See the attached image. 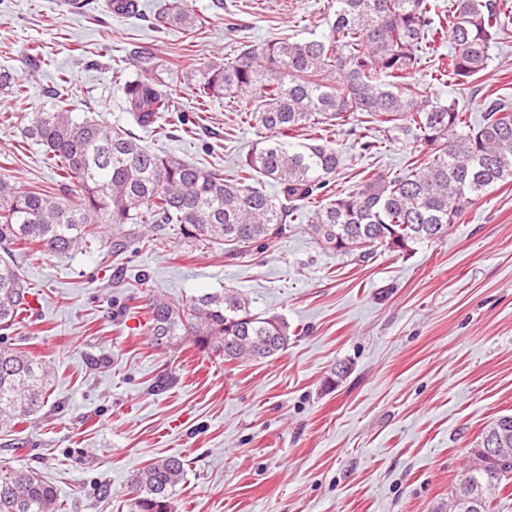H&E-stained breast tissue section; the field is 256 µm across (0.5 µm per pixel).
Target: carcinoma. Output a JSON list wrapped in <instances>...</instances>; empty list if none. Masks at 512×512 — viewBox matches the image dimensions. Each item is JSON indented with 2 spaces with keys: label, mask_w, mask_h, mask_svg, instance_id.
Wrapping results in <instances>:
<instances>
[{
  "label": "carcinoma",
  "mask_w": 512,
  "mask_h": 512,
  "mask_svg": "<svg viewBox=\"0 0 512 512\" xmlns=\"http://www.w3.org/2000/svg\"><path fill=\"white\" fill-rule=\"evenodd\" d=\"M433 0H329L327 32L314 39L240 42L196 75L200 94L243 102L239 113L265 137L230 175L216 173L152 150L132 131L93 114L76 116L69 94L51 109L26 117L24 137L39 145L61 177L57 191H15L0 179V331L28 312L26 281L10 246L68 254L101 241L99 225L115 233L107 248L119 254L127 224H149L155 244L169 226L192 246L227 245V253L286 235L298 213L307 214L317 244L366 259L375 248L407 253L411 245L448 234L450 226L487 190L512 178V105L501 99L483 106L473 124L455 102L430 100L411 80L422 60L437 53ZM155 20L191 35L202 20L186 0H164ZM512 18L497 0H451L448 22L453 50L437 58L441 77L464 83L485 70L492 41ZM134 68L122 85L126 111L140 127L175 111L160 72L178 63L157 61L153 48L124 51L112 65L116 78ZM0 90L18 98L23 86L0 71ZM383 131H397L423 145L394 175L373 172L351 193L334 190L342 155L331 134L355 113ZM311 142L287 146L298 130ZM266 178L280 186L273 198L258 187ZM155 343L175 348L189 338L226 362H257L288 346V324L261 318L241 293L193 297L182 305L148 300ZM51 373L39 358L0 345V433L18 427L51 395ZM471 452L489 457L467 466L448 503L437 512H493L512 484V415L489 422ZM184 461L170 456L135 471L128 480L133 512H173ZM55 489L32 470L0 466V512H60Z\"/></svg>",
  "instance_id": "obj_1"
}]
</instances>
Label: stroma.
Returning <instances> with one entry per match:
<instances>
[{
    "instance_id": "stroma-1",
    "label": "stroma",
    "mask_w": 512,
    "mask_h": 512,
    "mask_svg": "<svg viewBox=\"0 0 512 512\" xmlns=\"http://www.w3.org/2000/svg\"><path fill=\"white\" fill-rule=\"evenodd\" d=\"M328 0H188L204 24L194 38L156 27L160 0L129 17L105 0L80 13L65 0H0V68L25 88L0 93V177L21 190L58 177L21 133L49 109L61 78L76 113L133 127L112 76L116 50L181 53L169 80L177 104L164 131L137 130L151 148L208 169L232 170L263 136L223 100L201 101L194 75L237 41L300 40L326 29ZM417 80L431 100L478 120L484 99L512 102V35L492 44L469 84ZM378 142L372 152L361 142ZM335 188L361 171L396 173L421 145L356 115L336 136ZM13 252L38 300L10 332L49 366L48 404L0 435V465L35 471L63 512H129L132 472L186 457L175 512H433L447 502L483 427L512 414V179L497 183L449 229L407 253L368 261L323 249L305 220L242 256L223 245L131 241L120 257L91 247L70 255ZM225 288L253 313L288 325L286 349L225 363L193 343L153 346L145 306Z\"/></svg>"
}]
</instances>
